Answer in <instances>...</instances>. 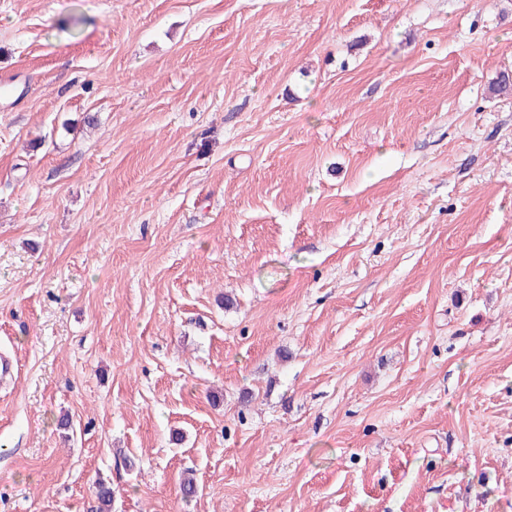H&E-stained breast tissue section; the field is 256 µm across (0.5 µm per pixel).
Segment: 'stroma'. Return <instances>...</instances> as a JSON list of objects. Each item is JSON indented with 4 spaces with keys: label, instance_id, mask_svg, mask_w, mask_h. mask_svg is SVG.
Listing matches in <instances>:
<instances>
[{
    "label": "stroma",
    "instance_id": "35a3bbf8",
    "mask_svg": "<svg viewBox=\"0 0 512 512\" xmlns=\"http://www.w3.org/2000/svg\"><path fill=\"white\" fill-rule=\"evenodd\" d=\"M504 71L512 0H0V512H512Z\"/></svg>",
    "mask_w": 512,
    "mask_h": 512
}]
</instances>
